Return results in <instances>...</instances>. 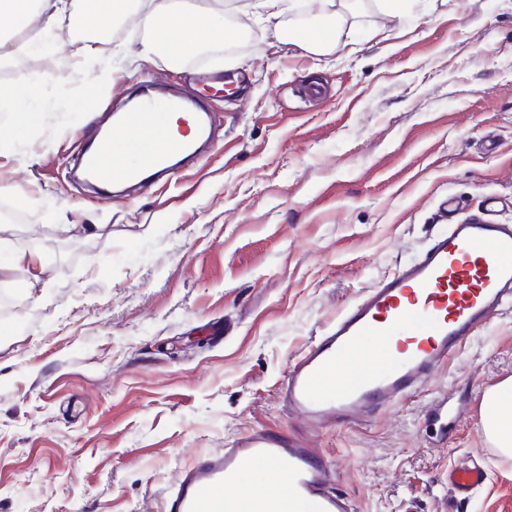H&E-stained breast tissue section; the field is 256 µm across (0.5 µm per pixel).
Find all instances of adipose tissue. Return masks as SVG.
Returning <instances> with one entry per match:
<instances>
[{
  "label": "adipose tissue",
  "mask_w": 512,
  "mask_h": 512,
  "mask_svg": "<svg viewBox=\"0 0 512 512\" xmlns=\"http://www.w3.org/2000/svg\"><path fill=\"white\" fill-rule=\"evenodd\" d=\"M129 0H0V42L35 24L43 34L82 18L86 29L104 30L125 15ZM140 25L150 34L142 44L143 55L155 54L167 43L172 57L215 42L235 40L233 28L224 26L208 10H197L187 0H150L138 12ZM482 427L500 453L512 455V381L487 391L482 401Z\"/></svg>",
  "instance_id": "1"
}]
</instances>
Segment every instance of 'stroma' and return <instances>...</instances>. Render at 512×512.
I'll use <instances>...</instances> for the list:
<instances>
[{
    "instance_id": "1",
    "label": "stroma",
    "mask_w": 512,
    "mask_h": 512,
    "mask_svg": "<svg viewBox=\"0 0 512 512\" xmlns=\"http://www.w3.org/2000/svg\"><path fill=\"white\" fill-rule=\"evenodd\" d=\"M341 10L342 46L308 51ZM233 11L236 51L147 59L135 26L104 84L78 73L71 28L35 62L0 47L13 86L43 76L38 121L0 144V290L20 302L0 316V512H164L197 456L294 426L276 395L292 359L445 231L444 197L512 224V0H290L282 42ZM149 78L201 98L222 142L100 199L74 149ZM510 379L506 305L415 395L320 432L335 490L354 512H512V456L480 424ZM463 462L487 471L466 497L448 485Z\"/></svg>"
}]
</instances>
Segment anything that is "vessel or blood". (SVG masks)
Masks as SVG:
<instances>
[{
	"mask_svg": "<svg viewBox=\"0 0 512 512\" xmlns=\"http://www.w3.org/2000/svg\"><path fill=\"white\" fill-rule=\"evenodd\" d=\"M187 110L183 101L148 97L119 115L112 141L82 153L86 179L106 191L141 185L147 169L174 175L175 157L194 156L195 145L170 142L159 148L140 140L139 129L156 113ZM118 144L139 156V166L112 163ZM510 299L512 225L482 215L452 221L418 260L371 288L296 356L280 387L296 426L254 429L229 447L197 456L170 487L165 512H353L350 500L333 491L336 471L313 447V436L336 422L363 424L373 411L412 394ZM375 336L388 344L386 367L368 361L355 382L338 383L339 363ZM253 463L267 465L271 482L284 484V494L258 500L247 494L240 475ZM485 480L476 466L448 472L449 484L461 493Z\"/></svg>",
	"mask_w": 512,
	"mask_h": 512,
	"instance_id": "obj_1",
	"label": "vessel or blood"
}]
</instances>
